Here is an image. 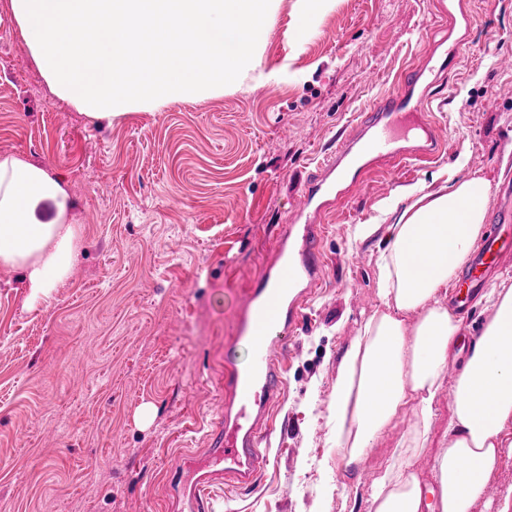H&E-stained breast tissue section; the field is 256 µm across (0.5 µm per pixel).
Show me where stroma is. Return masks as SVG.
<instances>
[{
	"mask_svg": "<svg viewBox=\"0 0 512 512\" xmlns=\"http://www.w3.org/2000/svg\"><path fill=\"white\" fill-rule=\"evenodd\" d=\"M284 0L263 62L275 78L246 94L92 119L51 90L0 0V156L62 175L82 248L52 303L25 304L0 270V512H165L164 469L199 450L235 341L237 300L287 225L299 183L341 131L445 33L460 55L426 108L443 142L431 160L383 162L327 215L323 286L284 347V395L255 490L217 491L215 512H367L370 487L409 426L395 420L364 457L357 502L327 497L335 473L327 407L340 356L382 309L383 232L360 239L384 202L435 174L492 180L512 204V0H335L300 47ZM436 398L430 448L411 468L431 482L448 429ZM473 512H512L504 451Z\"/></svg>",
	"mask_w": 512,
	"mask_h": 512,
	"instance_id": "35a3bbf8",
	"label": "stroma"
}]
</instances>
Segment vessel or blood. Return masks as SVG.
Listing matches in <instances>:
<instances>
[{
  "label": "vessel or blood",
  "instance_id": "1",
  "mask_svg": "<svg viewBox=\"0 0 512 512\" xmlns=\"http://www.w3.org/2000/svg\"><path fill=\"white\" fill-rule=\"evenodd\" d=\"M461 47L460 41H453L443 54L429 55L423 66L405 71L397 92L377 98L360 114L356 133L342 137L309 173L291 223L277 238L270 263L247 288L240 307L237 336L248 343L250 361L244 367L224 365L223 413L208 428L205 453L187 455L166 470L174 490L170 512H212L214 487L235 492L255 485L266 460L269 409L282 387L277 351L303 320L306 303L320 283L322 217L377 159L423 161L434 154L437 141L420 110L417 91L425 87L426 75L447 70ZM490 222L472 264L450 290L457 308H466L486 273L512 253V238L500 233L502 225L512 223V211H491Z\"/></svg>",
  "mask_w": 512,
  "mask_h": 512
}]
</instances>
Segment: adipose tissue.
<instances>
[{"mask_svg":"<svg viewBox=\"0 0 512 512\" xmlns=\"http://www.w3.org/2000/svg\"><path fill=\"white\" fill-rule=\"evenodd\" d=\"M492 185L471 174L438 188L421 183L386 202L387 245L377 264L383 307L368 316L342 355L328 405L337 464L354 472L393 419L413 420L374 479L368 512H472L512 427V287H492L490 314L455 379L444 450L434 459L436 487H423L409 463L430 443L435 398L461 334L448 287L483 236ZM47 202L53 216H32ZM67 182L44 166L0 157V270L19 272L26 304L47 306L81 244Z\"/></svg>","mask_w":512,"mask_h":512,"instance_id":"adipose-tissue-1","label":"adipose tissue"}]
</instances>
